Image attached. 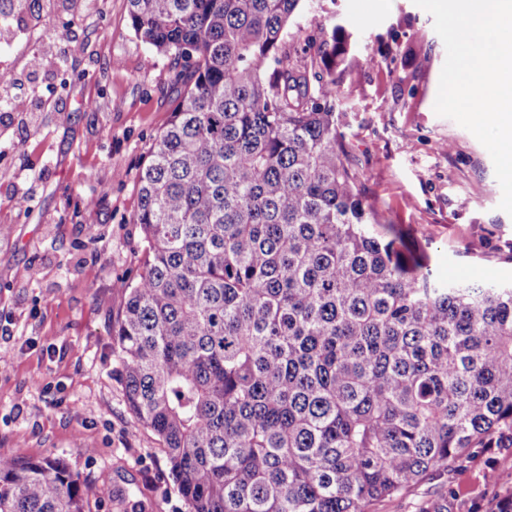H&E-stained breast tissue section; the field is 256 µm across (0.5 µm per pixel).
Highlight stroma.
Here are the masks:
<instances>
[{"label": "stroma", "instance_id": "1", "mask_svg": "<svg viewBox=\"0 0 512 512\" xmlns=\"http://www.w3.org/2000/svg\"><path fill=\"white\" fill-rule=\"evenodd\" d=\"M340 21L404 53L390 69L353 52L342 75L352 94L336 109L371 201L434 274L512 282V216L491 156L434 111L446 50L432 16L413 0H307L288 28L292 61ZM38 47L45 65L27 74L20 113L0 117V457L65 460L86 512H188L157 436L128 409L112 347L120 283L142 258L139 175L171 117L173 70L133 34L127 0L48 8L45 24L0 42V67L27 73ZM511 490L512 448H478L372 512L442 498L451 512H489Z\"/></svg>", "mask_w": 512, "mask_h": 512}]
</instances>
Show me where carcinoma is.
Returning <instances> with one entry per match:
<instances>
[{
  "label": "carcinoma",
  "instance_id": "obj_1",
  "mask_svg": "<svg viewBox=\"0 0 512 512\" xmlns=\"http://www.w3.org/2000/svg\"><path fill=\"white\" fill-rule=\"evenodd\" d=\"M304 0H127L177 105L139 178L112 341L189 512H370L512 448V283L444 280L368 200L341 130L351 44ZM38 25L43 0H0ZM0 512H85L60 459L0 457Z\"/></svg>",
  "mask_w": 512,
  "mask_h": 512
}]
</instances>
